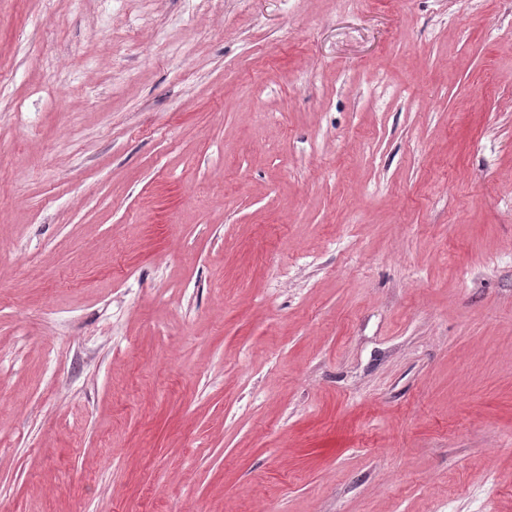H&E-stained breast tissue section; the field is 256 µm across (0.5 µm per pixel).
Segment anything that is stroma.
Segmentation results:
<instances>
[{
    "instance_id": "stroma-1",
    "label": "stroma",
    "mask_w": 512,
    "mask_h": 512,
    "mask_svg": "<svg viewBox=\"0 0 512 512\" xmlns=\"http://www.w3.org/2000/svg\"><path fill=\"white\" fill-rule=\"evenodd\" d=\"M0 512H512V0H0Z\"/></svg>"
}]
</instances>
